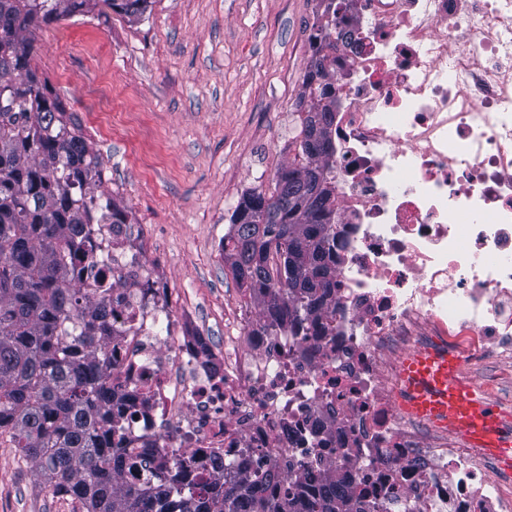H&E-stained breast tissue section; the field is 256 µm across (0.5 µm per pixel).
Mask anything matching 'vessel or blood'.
Returning a JSON list of instances; mask_svg holds the SVG:
<instances>
[{
    "label": "vessel or blood",
    "mask_w": 512,
    "mask_h": 512,
    "mask_svg": "<svg viewBox=\"0 0 512 512\" xmlns=\"http://www.w3.org/2000/svg\"><path fill=\"white\" fill-rule=\"evenodd\" d=\"M457 366L455 355L432 349L411 355L402 376V409L463 433L472 446L485 449L503 466L512 465V429L496 408L456 383Z\"/></svg>",
    "instance_id": "b4317fda"
}]
</instances>
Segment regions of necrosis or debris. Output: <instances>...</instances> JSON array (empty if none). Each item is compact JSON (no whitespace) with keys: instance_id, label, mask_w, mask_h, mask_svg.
I'll list each match as a JSON object with an SVG mask.
<instances>
[{"instance_id":"4bbe7bcc","label":"necrosis or debris","mask_w":512,"mask_h":512,"mask_svg":"<svg viewBox=\"0 0 512 512\" xmlns=\"http://www.w3.org/2000/svg\"><path fill=\"white\" fill-rule=\"evenodd\" d=\"M330 52L336 275L304 324L236 289L214 346L141 224H88L77 280L110 310L106 376L121 445L161 486L251 493L277 468L351 512H512V469L398 400L404 359L455 353L457 379L512 418V0H341ZM115 282L103 296L95 275Z\"/></svg>"}]
</instances>
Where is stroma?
Wrapping results in <instances>:
<instances>
[{"mask_svg":"<svg viewBox=\"0 0 512 512\" xmlns=\"http://www.w3.org/2000/svg\"><path fill=\"white\" fill-rule=\"evenodd\" d=\"M318 0H153L136 22L98 8L43 24L39 74L101 154L112 193L147 225L148 256L214 315L237 283L212 259L217 225L295 155L296 102ZM0 436V512H73Z\"/></svg>","mask_w":512,"mask_h":512,"instance_id":"stroma-1","label":"stroma"}]
</instances>
